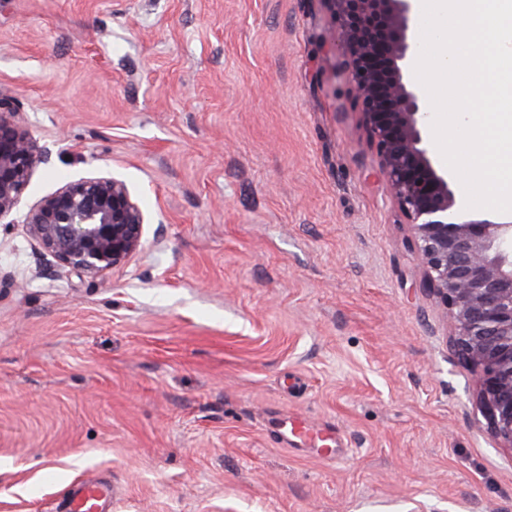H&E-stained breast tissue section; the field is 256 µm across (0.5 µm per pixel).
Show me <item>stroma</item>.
Wrapping results in <instances>:
<instances>
[{
	"label": "stroma",
	"mask_w": 512,
	"mask_h": 512,
	"mask_svg": "<svg viewBox=\"0 0 512 512\" xmlns=\"http://www.w3.org/2000/svg\"><path fill=\"white\" fill-rule=\"evenodd\" d=\"M334 30L324 0H0V88L51 151L0 223V512L90 475L110 512H512ZM87 177L144 246L42 275L22 214ZM285 435L290 442H310L317 446L319 453L329 459L335 460L339 451L336 448V437L333 432L313 430L306 422L294 418L288 420Z\"/></svg>",
	"instance_id": "1"
}]
</instances>
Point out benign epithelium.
<instances>
[{
  "mask_svg": "<svg viewBox=\"0 0 512 512\" xmlns=\"http://www.w3.org/2000/svg\"><path fill=\"white\" fill-rule=\"evenodd\" d=\"M390 198L423 266L419 289L446 309L459 363L477 376L476 408L498 447L512 453V218H469L426 138L429 109L407 76L416 54L414 0H324ZM17 98L0 89V221L20 204L50 151L26 129ZM22 224L55 266L104 278L143 246L144 214L114 177L67 182Z\"/></svg>",
  "mask_w": 512,
  "mask_h": 512,
  "instance_id": "7a95c632",
  "label": "benign epithelium"
}]
</instances>
